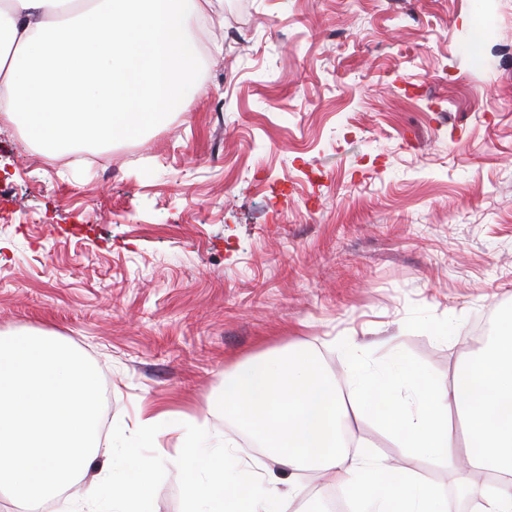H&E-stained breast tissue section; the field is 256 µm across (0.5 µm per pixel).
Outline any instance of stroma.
Wrapping results in <instances>:
<instances>
[{"label":"stroma","instance_id":"35a3bbf8","mask_svg":"<svg viewBox=\"0 0 512 512\" xmlns=\"http://www.w3.org/2000/svg\"><path fill=\"white\" fill-rule=\"evenodd\" d=\"M188 111L50 153L0 124V333L99 370L100 437L156 406L287 484L211 408L224 372L299 346L350 394L371 367L451 381L512 308V0H211ZM345 434L444 487L367 414ZM179 432L154 512H180Z\"/></svg>","mask_w":512,"mask_h":512}]
</instances>
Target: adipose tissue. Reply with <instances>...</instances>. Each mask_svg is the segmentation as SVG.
Masks as SVG:
<instances>
[{
	"instance_id": "ef3b65f1",
	"label": "adipose tissue",
	"mask_w": 512,
	"mask_h": 512,
	"mask_svg": "<svg viewBox=\"0 0 512 512\" xmlns=\"http://www.w3.org/2000/svg\"><path fill=\"white\" fill-rule=\"evenodd\" d=\"M49 2L0 0V123L60 149L135 138L187 110L198 0H96L68 21L54 19ZM352 373L357 406L372 409L410 456L461 472L475 512H512V311L448 383L402 362ZM452 409L465 422L462 451Z\"/></svg>"
}]
</instances>
